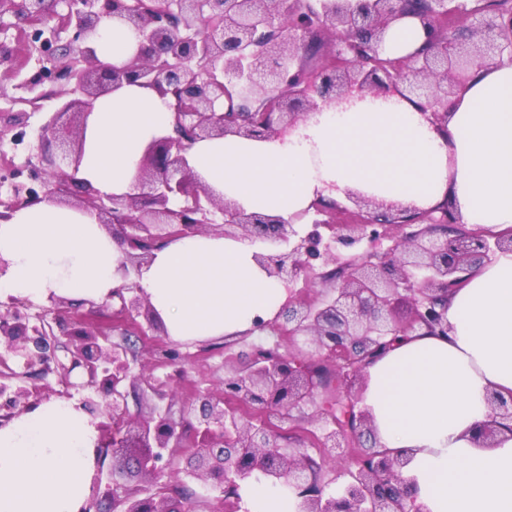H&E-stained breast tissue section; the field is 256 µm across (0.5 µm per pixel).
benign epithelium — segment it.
I'll return each instance as SVG.
<instances>
[{"mask_svg": "<svg viewBox=\"0 0 512 512\" xmlns=\"http://www.w3.org/2000/svg\"><path fill=\"white\" fill-rule=\"evenodd\" d=\"M426 4L419 11L405 7V0H166L154 7L140 0H21L24 19L40 25L35 40L46 32L45 42L58 39V29L48 26L55 18L74 31L77 55L64 53L53 67L56 79L87 99L65 101L64 89L51 93L60 104L41 127L36 161H27V167L39 178L47 166L55 180L42 181L40 192L14 185L0 218L50 195L76 196L81 207L98 216L112 215V235L129 248L123 264L127 277L169 238L199 233L219 213L224 236L235 238L233 229L240 228L243 236L272 244L255 254L268 276L285 282L307 273L310 260L321 256L319 231L301 236L279 217L247 213L216 196L187 167L184 153L202 138L289 136L301 115L321 105L349 104L384 90L418 105L433 129L445 134L449 99L475 71L505 56L512 59V11L466 9L457 0ZM408 17L420 21L425 50L402 59L386 57V30ZM106 18L123 20L140 37L138 53L122 67L102 63L90 45ZM312 25L321 34L342 32L332 58L345 64V71L335 65L313 76L298 72L299 47L291 32L305 35ZM125 82H142L174 97V135L154 140L144 151L138 173L144 192L107 196L77 180L75 172L93 101ZM347 197L358 207L351 212L355 223L316 219L315 227L328 229L345 249L365 237L392 244L375 263L352 257L342 283L324 297L291 301L274 320L257 321L260 329L269 325L288 335L296 352L272 359L254 354L224 379V397L197 393L186 410L195 419L189 423L192 448H184L186 429L168 408L156 406L137 427L128 426L125 400L135 380L127 351L78 314H58L50 322L18 310L0 314V342L24 367L17 372L0 355V397H29L30 391L15 382L37 363L44 374L53 367L84 371L86 385L102 394L113 426L126 428L112 459H133L150 481L146 490L107 487L108 512H194L189 500L169 506L159 486L158 462L176 448L185 471L221 489L226 509L239 500L240 483L263 478L291 489L299 512H411L413 483L403 475L407 458L362 447L371 420L352 388L379 345L390 347L420 331L448 335L449 292L462 286L492 249L512 250V235L459 230L454 227L458 217L446 204L423 209L355 192ZM393 224L406 229L397 239L388 233ZM112 298L119 302L115 316L133 323L142 316L149 328L160 329L137 281ZM58 333L73 340L66 348L68 366L51 352ZM315 362L343 369L336 388L344 393L347 413L333 429L311 439L321 448H352L357 456L356 468L345 472L346 480L333 493L326 492L321 465L304 448L282 446L279 427L263 418L269 413L290 421L294 410L316 404ZM488 403L490 419L477 435L485 447L512 422V397L492 393Z\"/></svg>", "mask_w": 512, "mask_h": 512, "instance_id": "7a95c632", "label": "benign epithelium"}]
</instances>
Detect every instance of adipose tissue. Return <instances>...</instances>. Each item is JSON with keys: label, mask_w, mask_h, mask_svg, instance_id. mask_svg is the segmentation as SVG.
<instances>
[{"label": "adipose tissue", "mask_w": 512, "mask_h": 512, "mask_svg": "<svg viewBox=\"0 0 512 512\" xmlns=\"http://www.w3.org/2000/svg\"><path fill=\"white\" fill-rule=\"evenodd\" d=\"M121 66L135 31L104 20L93 43ZM171 97L125 84L95 100L76 173L104 194L132 193L144 149L173 133ZM447 136L417 106L365 98L301 117L284 139H203L189 167L240 208L295 221L319 199L353 191L401 205L452 201L461 223L512 232V61L474 73L448 105ZM250 239L196 233L155 250L138 276L176 340L241 336L272 319L287 290L256 263ZM0 303L104 302L125 283L123 246L96 215L49 197L0 220ZM362 403L378 447L407 453L422 512H512V430L495 447L474 437L488 396H512V252L469 275L448 298V333L399 340L367 368ZM97 423L73 399L52 398L0 423V512H81L97 463ZM249 512H297L295 494L243 485Z\"/></svg>", "instance_id": "ef3b65f1"}]
</instances>
